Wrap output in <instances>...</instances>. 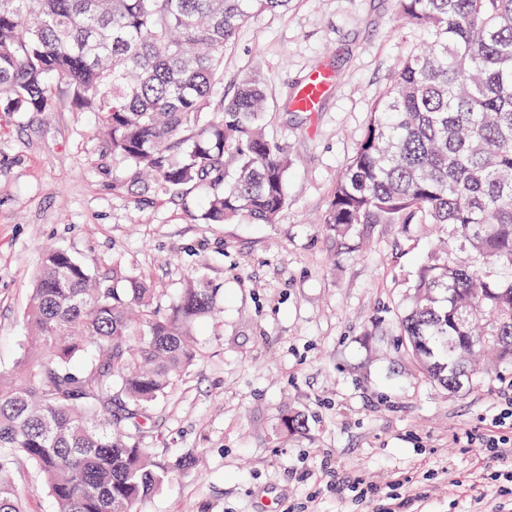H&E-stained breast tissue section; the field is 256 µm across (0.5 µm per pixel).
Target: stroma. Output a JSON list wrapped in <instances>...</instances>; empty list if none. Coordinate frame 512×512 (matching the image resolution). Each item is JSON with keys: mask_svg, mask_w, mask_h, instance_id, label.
<instances>
[{"mask_svg": "<svg viewBox=\"0 0 512 512\" xmlns=\"http://www.w3.org/2000/svg\"><path fill=\"white\" fill-rule=\"evenodd\" d=\"M421 30L396 0H292L246 20L224 56L218 96L259 75L267 126L288 153V205L276 223L199 224L197 193L123 186L125 164L93 137L95 113L58 89L47 112H0V371L27 337L25 309L45 248L68 251L100 279L113 267L145 276L167 311L187 278L221 289L222 314L194 327L201 357L152 411L143 447L199 467L174 473L139 512H380L353 496L359 479L401 483L427 512H474L457 481L478 451L454 440L505 408L512 371L496 369L450 392L405 352L399 321L436 244L430 224H362L339 236L323 223L336 181ZM335 82L314 112L295 111L309 75ZM304 427L282 431L283 412ZM26 512H54L37 470L12 473Z\"/></svg>", "mask_w": 512, "mask_h": 512, "instance_id": "35a3bbf8", "label": "stroma"}]
</instances>
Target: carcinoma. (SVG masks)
<instances>
[{"label": "carcinoma", "instance_id": "obj_1", "mask_svg": "<svg viewBox=\"0 0 512 512\" xmlns=\"http://www.w3.org/2000/svg\"><path fill=\"white\" fill-rule=\"evenodd\" d=\"M290 0H0V111L43 112L65 87L97 114V136L125 181L201 188L199 224H274L288 205V156L266 131L258 79L213 97L224 52L250 17ZM424 31L371 108L324 223L433 224L448 251L428 258L400 321L434 385L459 390L491 349L512 366V0H397ZM196 274L176 307L119 268L101 281L68 252L42 253L25 311L28 337L0 375V512H25L10 479L25 461L55 512H137L197 454H151L150 409L185 380L191 340L221 313Z\"/></svg>", "mask_w": 512, "mask_h": 512}]
</instances>
